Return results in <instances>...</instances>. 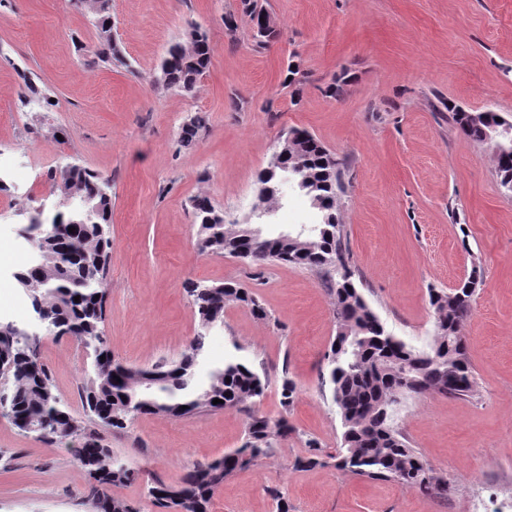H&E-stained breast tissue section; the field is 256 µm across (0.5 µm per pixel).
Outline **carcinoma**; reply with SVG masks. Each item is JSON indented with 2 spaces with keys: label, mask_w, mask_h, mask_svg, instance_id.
Here are the masks:
<instances>
[{
  "label": "carcinoma",
  "mask_w": 512,
  "mask_h": 512,
  "mask_svg": "<svg viewBox=\"0 0 512 512\" xmlns=\"http://www.w3.org/2000/svg\"><path fill=\"white\" fill-rule=\"evenodd\" d=\"M109 9L110 0H95L89 7L99 30L97 56L102 62L122 57L112 37ZM238 11L251 22L268 15L262 0H239ZM252 29L258 49L278 37L275 28L253 24ZM188 39L187 46L177 43L170 47L158 78L164 88L186 94L194 91L212 58L207 36L194 28ZM448 111L451 120L475 142L487 141L490 128L502 126L495 120L496 112H482L469 120L451 107ZM204 128L203 116L190 117L181 127L179 142L191 146ZM299 151L309 186L325 204L310 244L280 233L254 235L248 224H225L223 211L209 197L197 195L189 200L197 224V247L256 266L289 263L318 268L329 278L336 336L323 356L328 376L322 377V383L331 388L341 420V443L331 453L317 438H309L293 467L302 471L332 466L359 479L392 482L426 496L446 498L448 476L437 472L398 431L396 405L404 394L474 396L477 381L462 325L472 310L481 264L472 263L470 274L449 291H430L433 342L426 349L408 345L386 329L355 282L337 208L347 162L309 133ZM495 161L501 186L512 187V148L497 150ZM49 182L50 188L64 197L79 194L85 207L59 211L49 222H30L36 258L21 269L26 280L19 285L29 289L30 302L39 303L46 327L59 337L74 338L90 360L79 388L84 416H74L62 402L52 374L39 360L41 337L27 334L26 327L13 321H0V379L9 392L5 418L49 446L64 445L70 450L89 477L85 501L92 512H141L135 503L110 494L114 486L137 481L140 471L114 455L103 434L125 430L141 415L184 418L203 411L243 410L246 440L239 448L195 464L176 484L153 478L148 487L154 512H210L212 500L227 478L268 457L276 442L294 431L286 417L272 421L258 412L256 405L265 395L268 379L244 359L232 354L223 365L203 369L207 332L224 323L226 304L236 303L259 316L265 315V310L255 292L238 282L200 287L190 282L187 293L200 329L182 357L146 368L116 361L105 332L112 246L107 231L112 223L111 181L90 168L71 165L50 173ZM274 182L272 173H259L258 191L276 206L278 198L269 191ZM296 395V384L283 377L284 412L291 410ZM216 398L220 403H213Z\"/></svg>",
  "instance_id": "obj_1"
}]
</instances>
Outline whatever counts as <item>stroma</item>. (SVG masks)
Wrapping results in <instances>:
<instances>
[{
  "label": "stroma",
  "instance_id": "1",
  "mask_svg": "<svg viewBox=\"0 0 512 512\" xmlns=\"http://www.w3.org/2000/svg\"><path fill=\"white\" fill-rule=\"evenodd\" d=\"M239 0H112V35L125 64L94 63L96 20L70 0L0 5V320L27 324L32 309L12 274L32 245L18 231L66 210L44 192L51 170L78 165L112 184L110 296L105 328L115 358L149 366L179 358L198 330L191 281L234 280L267 316L229 304L206 339L207 366L240 354L266 372L258 410L294 432L272 457L226 479L211 512H498L512 501V196L496 173L495 145L467 138L448 108L491 110L512 121V0H266L279 32L255 49L247 18L224 25ZM205 32L212 63L193 93L158 84L169 47ZM303 73L299 97L284 85ZM346 74L339 98L326 89ZM51 106L24 104L25 81ZM208 127L189 147L182 125ZM309 131L351 162L337 206L362 291L386 328L423 347L435 332L430 289L450 290L480 261L483 277L463 324L479 393L402 401L398 426L447 474L448 498L424 496L331 467L298 471L307 438L340 444L341 423L322 357L336 334L322 271L273 264L256 271L200 252L191 197L204 194L226 222H245L257 177L283 130ZM42 362L74 415L85 353L71 337H43ZM298 393L280 405L283 378ZM246 417L224 409L188 418L143 415L109 434L114 454L175 482L194 464L240 447ZM85 470L0 417V512H85Z\"/></svg>",
  "mask_w": 512,
  "mask_h": 512
}]
</instances>
